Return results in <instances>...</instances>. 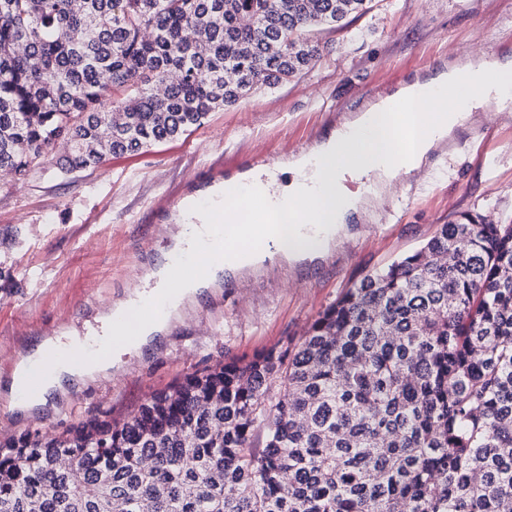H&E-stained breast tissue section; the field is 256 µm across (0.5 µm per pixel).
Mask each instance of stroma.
I'll use <instances>...</instances> for the list:
<instances>
[{"instance_id":"35a3bbf8","label":"stroma","mask_w":512,"mask_h":512,"mask_svg":"<svg viewBox=\"0 0 512 512\" xmlns=\"http://www.w3.org/2000/svg\"><path fill=\"white\" fill-rule=\"evenodd\" d=\"M317 37L314 68L211 113L178 140L76 174L50 160L21 184L0 175V441L123 420L188 374L297 343L347 288L440 225L467 212L512 222V118L482 112L462 135L469 149L441 147L423 175L399 177L378 222L350 221L331 255L225 277L143 355H124L110 378L69 384L31 417L11 409L5 384L20 359L47 337L85 334L98 310L160 263L163 226L183 200L246 172L247 156L281 161L314 146L373 88L396 91L464 53L512 56V0H372L345 29Z\"/></svg>"}]
</instances>
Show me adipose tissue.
<instances>
[{
    "mask_svg": "<svg viewBox=\"0 0 512 512\" xmlns=\"http://www.w3.org/2000/svg\"><path fill=\"white\" fill-rule=\"evenodd\" d=\"M454 92L461 105L450 109L445 101ZM419 94L427 96L431 106L409 113L407 120H400L386 111L384 104L376 103L342 122L313 155H291L284 165L292 176L289 184H280L273 173L249 171L214 189L209 195L211 203L222 205L225 223L234 227L232 238L224 244L225 270L240 273L271 252L286 261L326 257L347 221L364 216L370 206L382 204L400 172H423L429 154L453 138L467 112H512V58L483 56L452 64L435 76L397 91L398 97L406 99ZM365 128L372 131L370 140L354 152H344L343 144ZM364 177L372 181L370 195L347 187V180ZM260 182L271 192L270 201L279 216L277 223L251 224L243 216L241 203ZM210 224L209 214L189 205L181 222L165 227L175 249L189 255V265H165L144 274L145 280L169 288L176 303L193 301L201 289L216 284L217 271L209 256L200 251ZM145 306L144 292L133 286L112 307L99 310L103 328L116 338L109 348H90L87 341L76 336L44 339L39 348L44 357L53 359V369L45 375L36 396L19 403V410L31 414L45 407L50 397L70 381L108 377L122 354L140 350L155 335L168 331L170 318L146 317Z\"/></svg>",
    "mask_w": 512,
    "mask_h": 512,
    "instance_id": "1",
    "label": "adipose tissue"
}]
</instances>
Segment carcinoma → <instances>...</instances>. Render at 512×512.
<instances>
[{
    "label": "carcinoma",
    "instance_id": "obj_1",
    "mask_svg": "<svg viewBox=\"0 0 512 512\" xmlns=\"http://www.w3.org/2000/svg\"><path fill=\"white\" fill-rule=\"evenodd\" d=\"M370 2L0 0V172L178 139L314 65V31ZM0 512H512V224L441 225L298 343L127 419L8 439Z\"/></svg>",
    "mask_w": 512,
    "mask_h": 512
}]
</instances>
